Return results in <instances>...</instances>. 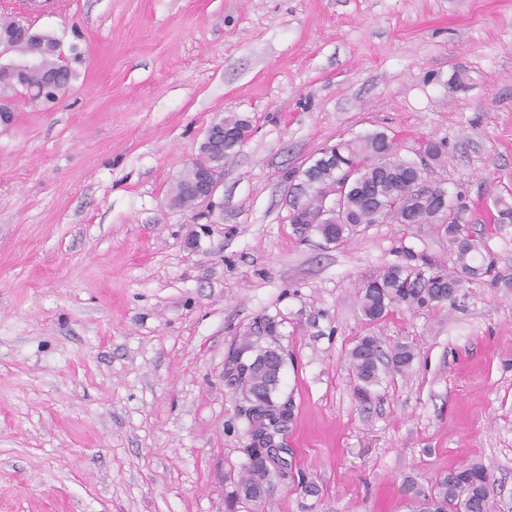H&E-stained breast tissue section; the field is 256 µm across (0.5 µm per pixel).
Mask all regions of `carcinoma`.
Listing matches in <instances>:
<instances>
[{
  "instance_id": "1",
  "label": "carcinoma",
  "mask_w": 512,
  "mask_h": 512,
  "mask_svg": "<svg viewBox=\"0 0 512 512\" xmlns=\"http://www.w3.org/2000/svg\"><path fill=\"white\" fill-rule=\"evenodd\" d=\"M18 24L19 20L13 17L0 19V31L13 35L9 51L17 55L0 62V113L8 115L14 112L13 96L20 89L31 100H39L47 82L58 71L61 54L60 40L54 34L32 31L22 35L17 33ZM31 56L40 58L39 67H24ZM229 147L224 136H219L215 145L194 161V167L222 168ZM334 151L336 166L326 165L318 158L305 169L311 179L327 185L337 182L342 171L353 170V185L345 196L343 223L310 225L324 242H342L368 224H436L454 247V267L450 272L435 270L424 255L403 250L401 261L386 265L361 288L360 309L366 320L378 321L401 306H454L461 291L473 284L488 282L512 288V271L499 267L485 242L458 223L457 205L448 203V212L440 214L437 207L419 199L412 182L416 176L427 181V173L421 169L415 174L406 168L396 142L387 133L380 131L340 142ZM191 176L189 169L172 189L181 207L194 204L193 197L184 190ZM260 341L259 336L245 340L228 361L230 376L251 399L243 415L249 424L248 435L255 440L254 445L246 448L245 475L238 484L237 496L255 506L263 499L270 474L269 448L292 417L290 403L279 401L278 348L263 347ZM414 358V350L408 345H397L386 354L377 338H361L350 352L356 396L369 399L383 375L404 373ZM407 493L408 512H491L494 484L487 468L474 462L439 477L427 492L409 488Z\"/></svg>"
}]
</instances>
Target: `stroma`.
<instances>
[{
    "mask_svg": "<svg viewBox=\"0 0 512 512\" xmlns=\"http://www.w3.org/2000/svg\"><path fill=\"white\" fill-rule=\"evenodd\" d=\"M31 20L77 76L0 122V512H228L249 438L226 364L268 318L292 474L260 512H407V487L475 461L512 512V289L369 322L363 285L405 248L452 269L447 237L329 245L290 219L322 151L384 131L512 267V224L490 222L512 189V0H48ZM230 115L251 127L212 206H171ZM365 336L415 359L364 403Z\"/></svg>",
    "mask_w": 512,
    "mask_h": 512,
    "instance_id": "35a3bbf8",
    "label": "stroma"
}]
</instances>
